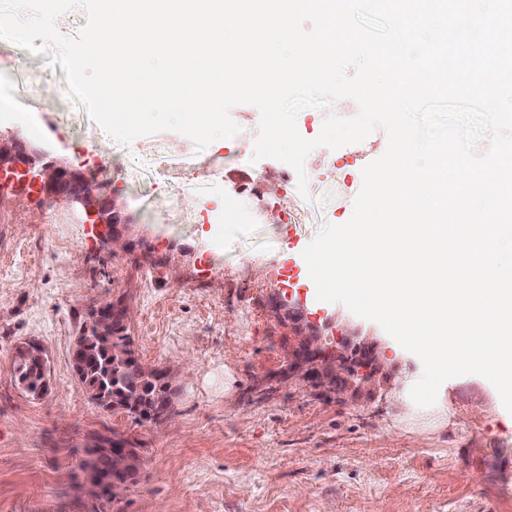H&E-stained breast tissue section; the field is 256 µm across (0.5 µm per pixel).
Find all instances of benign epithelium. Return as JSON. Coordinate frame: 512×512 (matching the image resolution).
<instances>
[{"label": "benign epithelium", "instance_id": "benign-epithelium-1", "mask_svg": "<svg viewBox=\"0 0 512 512\" xmlns=\"http://www.w3.org/2000/svg\"><path fill=\"white\" fill-rule=\"evenodd\" d=\"M0 175L38 187L45 198L69 205L98 229L112 252H130L144 245L137 224L126 212L111 182L53 159L15 134H0ZM272 316L289 336L282 362L288 374L275 380L299 384L321 395L341 398L371 391L389 374L379 341L308 320L305 304L274 291L268 297Z\"/></svg>", "mask_w": 512, "mask_h": 512}]
</instances>
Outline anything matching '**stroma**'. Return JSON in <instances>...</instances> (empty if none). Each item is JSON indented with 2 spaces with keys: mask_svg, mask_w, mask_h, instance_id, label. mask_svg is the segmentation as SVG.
<instances>
[{
  "mask_svg": "<svg viewBox=\"0 0 512 512\" xmlns=\"http://www.w3.org/2000/svg\"><path fill=\"white\" fill-rule=\"evenodd\" d=\"M1 90L12 109L0 132L76 164L91 153L111 162L151 253H113L79 211L0 179V512H512V414L494 386L454 377L438 406H416L420 359L376 322L317 300L308 273L288 277L320 229L351 218L383 130L311 152L302 194L286 190L287 164L252 161L254 106H235L241 131L220 149L172 131L126 145L68 95L61 66L5 39ZM322 165L336 174L314 181ZM231 186L256 187L268 206L252 224L204 225L205 205ZM276 289L304 300L312 319L376 338L387 382L354 401L272 381L286 342L267 308ZM119 298L134 310L139 360L171 372L164 424L98 408L70 366L89 308ZM27 341L48 358L41 397L14 379V350ZM111 433L137 440L141 460L116 507L89 495L81 468L91 437Z\"/></svg>",
  "mask_w": 512,
  "mask_h": 512,
  "instance_id": "35a3bbf8",
  "label": "stroma"
}]
</instances>
